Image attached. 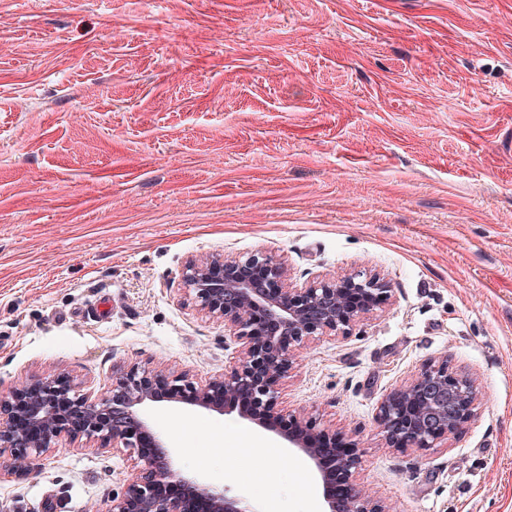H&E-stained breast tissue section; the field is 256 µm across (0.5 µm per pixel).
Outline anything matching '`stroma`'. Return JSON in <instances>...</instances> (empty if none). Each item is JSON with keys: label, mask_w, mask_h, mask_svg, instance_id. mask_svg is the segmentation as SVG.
Listing matches in <instances>:
<instances>
[{"label": "stroma", "mask_w": 512, "mask_h": 512, "mask_svg": "<svg viewBox=\"0 0 512 512\" xmlns=\"http://www.w3.org/2000/svg\"><path fill=\"white\" fill-rule=\"evenodd\" d=\"M215 253L384 276L382 310L296 348L280 408L347 433L391 512H512V0H0V391L222 370L236 346L181 279ZM441 359L475 418L389 448L380 403ZM146 416L182 472L308 512L281 441L229 479L237 414ZM132 468L63 447L0 512H100Z\"/></svg>", "instance_id": "35a3bbf8"}]
</instances>
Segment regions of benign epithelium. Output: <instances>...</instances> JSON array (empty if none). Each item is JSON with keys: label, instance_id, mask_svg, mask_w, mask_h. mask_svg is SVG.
<instances>
[{"label": "benign epithelium", "instance_id": "benign-epithelium-1", "mask_svg": "<svg viewBox=\"0 0 512 512\" xmlns=\"http://www.w3.org/2000/svg\"><path fill=\"white\" fill-rule=\"evenodd\" d=\"M186 294L196 308L224 325V337L238 344L234 364L200 379L186 372L164 373L132 364L112 377L103 397L84 391L69 372L48 374L19 388L0 392V472L25 475L39 471L44 457L64 442L122 449L136 460L134 477L105 512H252L227 490L185 476L173 449L153 429L144 412L159 402L182 403L220 415L235 411L244 420L277 433L305 458L322 484L324 512H390L365 495L356 474L361 455L333 450L336 434L292 414L275 411L281 381L294 364V350L324 334L348 335L366 316L391 298L389 282L378 273L353 271L333 279L297 285L288 269L263 254L190 259L182 271ZM476 380L448 372V361H430L410 383L380 403L377 424L389 447L398 451L432 448L458 434L477 414ZM81 415L73 423L70 411ZM348 479L346 499H336L335 475Z\"/></svg>", "mask_w": 512, "mask_h": 512}]
</instances>
